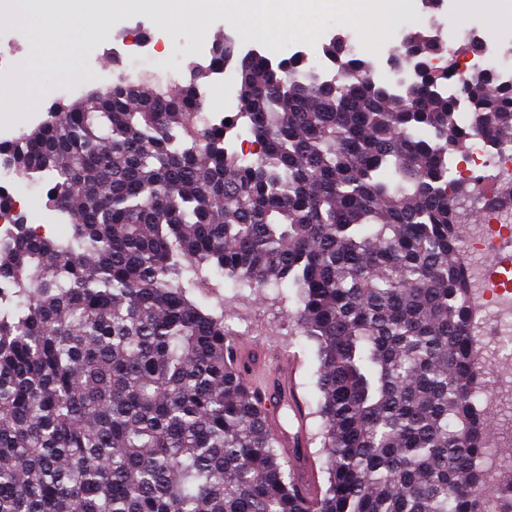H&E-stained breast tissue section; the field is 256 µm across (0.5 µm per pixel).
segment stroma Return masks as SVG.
<instances>
[{
  "mask_svg": "<svg viewBox=\"0 0 512 512\" xmlns=\"http://www.w3.org/2000/svg\"><path fill=\"white\" fill-rule=\"evenodd\" d=\"M224 38L242 42L241 33L224 17H217L208 28L205 38L185 31L182 27L162 22L149 9L130 13L114 12L112 23L106 31L93 41L82 36H73L65 52L63 62L74 68L84 69L88 49L97 53V67L112 82L125 77L131 80L148 74L159 83H166L168 72H176L178 83L189 78L188 66L195 62L198 47H212ZM20 213L26 224L46 225L49 237L65 240L72 234L69 216L56 211L47 198V187L43 184L24 185L18 196ZM224 313L226 325H233L237 314H244L249 323L242 340L257 351H271L288 357L294 365L298 392L307 405L308 437L307 452L310 458L320 454L318 431L321 419L316 412L318 391L316 388L318 361L315 346L300 336L292 318L296 308L294 300L269 288L254 291L238 287L231 279H224Z\"/></svg>",
  "mask_w": 512,
  "mask_h": 512,
  "instance_id": "stroma-1",
  "label": "stroma"
}]
</instances>
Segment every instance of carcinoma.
Instances as JSON below:
<instances>
[{
  "mask_svg": "<svg viewBox=\"0 0 512 512\" xmlns=\"http://www.w3.org/2000/svg\"><path fill=\"white\" fill-rule=\"evenodd\" d=\"M441 50L407 36L401 98L341 42L326 84L215 42L248 157L235 122L201 130L194 65L175 92L120 81L11 144L74 224L56 241L15 217L0 246V512H512V469L481 465L493 411L460 237L476 187L448 178L474 134L512 143V84L444 95ZM209 266L295 290L319 361L312 499L226 355L224 299L192 300L221 287Z\"/></svg>",
  "mask_w": 512,
  "mask_h": 512,
  "instance_id": "obj_1",
  "label": "carcinoma"
}]
</instances>
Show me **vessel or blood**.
<instances>
[{
  "label": "vessel or blood",
  "mask_w": 512,
  "mask_h": 512,
  "mask_svg": "<svg viewBox=\"0 0 512 512\" xmlns=\"http://www.w3.org/2000/svg\"><path fill=\"white\" fill-rule=\"evenodd\" d=\"M280 374V365L268 366L264 379L254 383L252 393L268 425L277 433L284 455L297 471L299 492L311 498L315 495V483L301 453L308 439L305 406L295 387L282 380Z\"/></svg>",
  "instance_id": "1"
}]
</instances>
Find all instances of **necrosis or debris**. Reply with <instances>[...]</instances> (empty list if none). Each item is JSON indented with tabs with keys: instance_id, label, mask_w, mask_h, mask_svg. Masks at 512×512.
<instances>
[{
	"instance_id": "necrosis-or-debris-1",
	"label": "necrosis or debris",
	"mask_w": 512,
	"mask_h": 512,
	"mask_svg": "<svg viewBox=\"0 0 512 512\" xmlns=\"http://www.w3.org/2000/svg\"><path fill=\"white\" fill-rule=\"evenodd\" d=\"M470 39L481 49L458 56V72L467 77L494 73L503 83L512 82V64H502L504 44H512L508 33L487 36L478 25L466 27ZM205 96L219 95L221 105L204 113V128L221 126L239 115L240 101L231 75H219L204 89ZM453 178L481 176L482 219L470 227L463 249L467 274L480 306L475 318V334L488 351L487 367L501 360L505 346L512 344V202L494 201L495 193L512 182V146L495 145L478 135L466 149L464 161L451 167Z\"/></svg>"
}]
</instances>
